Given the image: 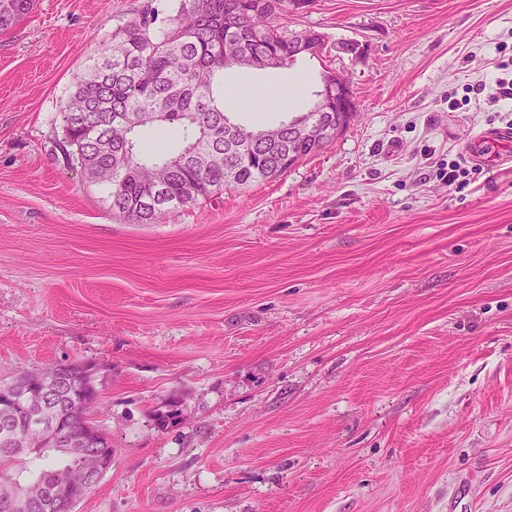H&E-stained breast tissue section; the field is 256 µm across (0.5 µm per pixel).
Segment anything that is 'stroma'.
<instances>
[{
  "instance_id": "obj_1",
  "label": "stroma",
  "mask_w": 512,
  "mask_h": 512,
  "mask_svg": "<svg viewBox=\"0 0 512 512\" xmlns=\"http://www.w3.org/2000/svg\"><path fill=\"white\" fill-rule=\"evenodd\" d=\"M142 0L0 31V378L97 364L112 468L76 512H512V162L481 131L512 0H309L325 34L245 92L343 73L356 114L281 176L162 224L60 145L73 77ZM355 40L367 51L337 52ZM512 142V128L511 127H498L491 128L481 133L473 142L468 146L465 151V158L472 163H487L490 158L491 148H498V150L505 151V154L498 153L501 159H507V148ZM495 155V156H496ZM494 156V157H495Z\"/></svg>"
}]
</instances>
